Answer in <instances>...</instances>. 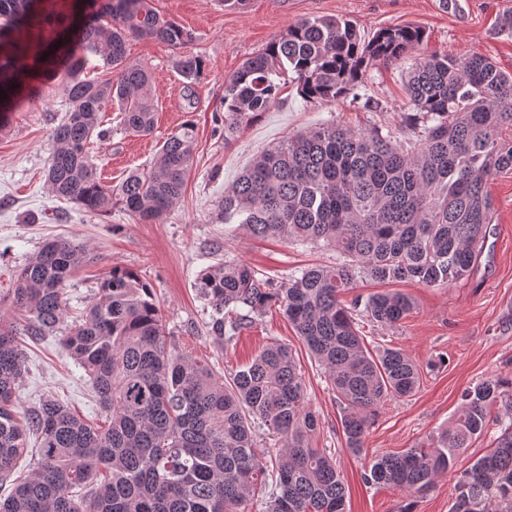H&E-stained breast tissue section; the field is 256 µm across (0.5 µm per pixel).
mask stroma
<instances>
[{
	"label": "stroma",
	"instance_id": "1",
	"mask_svg": "<svg viewBox=\"0 0 512 512\" xmlns=\"http://www.w3.org/2000/svg\"><path fill=\"white\" fill-rule=\"evenodd\" d=\"M152 5L192 31L194 39L176 49L155 41L129 43L130 60L144 64L152 76L154 130L147 136L124 132L120 112L112 107L103 114L107 137L94 140L89 151L103 181L116 186L130 171L147 168L162 141L182 123L192 122L196 146L182 196L152 224L139 223L118 205L96 215L54 196L46 180L50 133L66 104L62 72L44 78L36 85L40 100L10 113L0 125V318L12 320L9 295L16 275L45 241L85 243L97 260L77 270L67 284L68 319L83 314L108 271L117 266L152 285L176 349L219 375L230 376L249 364L268 343L288 345L300 366L308 403L321 419L312 445L334 453L347 512H449L453 477L440 476L426 490L410 495L366 484L362 474L366 457L430 446L451 423L465 389L493 375L512 376V173L495 176L488 184L494 210L482 253L468 277L439 287L396 283V290L414 301L399 325L359 321L367 346L399 348L421 370L414 396L380 405L361 458L346 449L336 394L279 306H271L233 337L218 338L209 331L213 309L195 283L199 274L225 260L244 262L274 284L301 269L335 263L333 250L255 238L240 225L224 223L219 204L257 155L320 125L415 139L405 92L408 64H373L365 73L364 88L322 105L307 103L295 88L284 87L279 103L229 143L217 131L215 118L225 78L306 17H343L365 36L389 26L417 25L425 32L421 54L479 53L512 74V0H454L445 9L439 0H248L241 10L225 8L222 0H152ZM181 54L199 56L205 63L189 100L175 67ZM23 349L26 372L16 390L18 407L54 397L86 421L103 424L90 378L58 336L24 340Z\"/></svg>",
	"mask_w": 512,
	"mask_h": 512
}]
</instances>
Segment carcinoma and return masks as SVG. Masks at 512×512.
<instances>
[{
    "mask_svg": "<svg viewBox=\"0 0 512 512\" xmlns=\"http://www.w3.org/2000/svg\"><path fill=\"white\" fill-rule=\"evenodd\" d=\"M48 2L0 0V121L36 101V78L64 66L68 109L51 130L50 190L91 213L119 203L141 222L159 220L182 195L194 124L183 123L154 164L129 173L116 190L101 179L88 145L103 137L100 113L114 101L125 130L153 131L151 75L129 61L128 43L176 47L192 33L149 0H99L91 11L68 15ZM424 38L411 24L367 39L347 19L308 17L224 80L227 145L280 101L288 75L304 101L325 104L357 89L368 66L411 61L408 103L422 119L414 145L378 130L322 125L263 152L224 192V222L237 217L256 237L332 248L336 263L303 269L277 287L242 262L218 264L197 278L214 310L215 336L252 324V313L282 307L336 392L345 446L355 456L364 453L376 408L420 385L419 366L396 348L370 350L357 320L391 327L414 302L400 291L358 295L347 305L340 296L363 274L427 287L469 276L490 224L487 184L512 172V140L503 137L512 129V75L478 54L418 58ZM176 67L188 90L203 60L180 56ZM93 259L82 242L52 240L17 275L11 305L22 323L0 322V477L13 472L31 442L39 462L0 498V512H248L259 494L267 512H346L336 460L311 446L319 418L288 346L266 345L226 380L168 343L152 288L119 267L85 315L67 324V282ZM58 332L92 380L104 428L57 399L23 412L15 406L25 372L20 337ZM499 402L511 421L492 450L457 472L458 456ZM257 427L273 438L264 453ZM265 453L274 461L270 470ZM446 473L456 477L450 512H512V377L494 375L463 391L454 420L432 447L376 455L363 479L417 493Z\"/></svg>",
    "mask_w": 512,
    "mask_h": 512,
    "instance_id": "cac0c4a2",
    "label": "carcinoma"
}]
</instances>
